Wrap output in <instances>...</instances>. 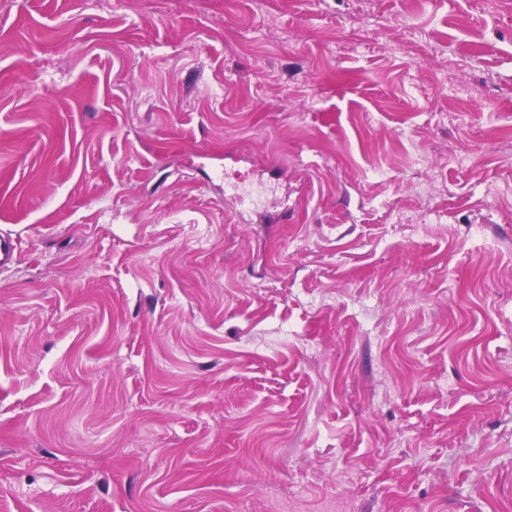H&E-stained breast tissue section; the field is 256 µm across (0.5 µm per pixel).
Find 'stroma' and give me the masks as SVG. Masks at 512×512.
<instances>
[{
	"label": "stroma",
	"mask_w": 512,
	"mask_h": 512,
	"mask_svg": "<svg viewBox=\"0 0 512 512\" xmlns=\"http://www.w3.org/2000/svg\"><path fill=\"white\" fill-rule=\"evenodd\" d=\"M0 512H512V0H0Z\"/></svg>",
	"instance_id": "1"
}]
</instances>
